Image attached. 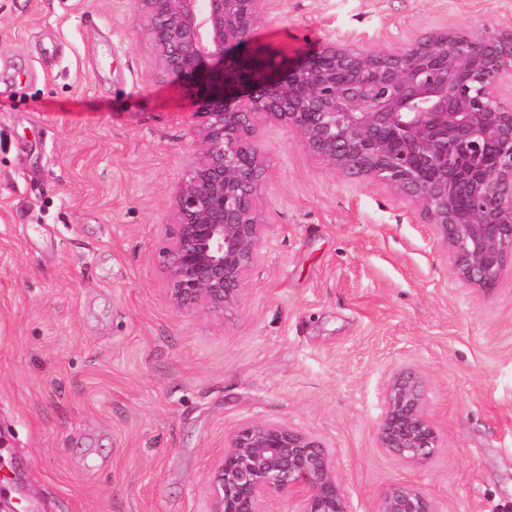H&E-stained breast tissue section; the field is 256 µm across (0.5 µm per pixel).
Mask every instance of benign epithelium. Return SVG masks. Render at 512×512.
<instances>
[{
    "label": "benign epithelium",
    "instance_id": "1",
    "mask_svg": "<svg viewBox=\"0 0 512 512\" xmlns=\"http://www.w3.org/2000/svg\"><path fill=\"white\" fill-rule=\"evenodd\" d=\"M265 0H135L166 73L196 104L198 151L180 179L157 262L178 311H233L262 258L257 200L261 129L288 128L315 157L417 203L446 243L457 277L485 291L512 268V25L445 30L367 50L330 44L278 61L257 82L241 53ZM380 447L423 463L438 441L419 382L398 375L377 428ZM209 512H354L336 449L282 422L247 420L224 440ZM374 512H439L407 484Z\"/></svg>",
    "mask_w": 512,
    "mask_h": 512
}]
</instances>
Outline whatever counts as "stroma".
I'll return each mask as SVG.
<instances>
[{
	"instance_id": "1",
	"label": "stroma",
	"mask_w": 512,
	"mask_h": 512,
	"mask_svg": "<svg viewBox=\"0 0 512 512\" xmlns=\"http://www.w3.org/2000/svg\"><path fill=\"white\" fill-rule=\"evenodd\" d=\"M134 0H0V512H207L237 424L337 448L355 512L406 483L440 512H512V272L463 284L418 209L260 139L261 263L229 315L179 312L159 227L194 105ZM512 24V0H271L248 51ZM422 383L439 453L381 448L391 381Z\"/></svg>"
}]
</instances>
